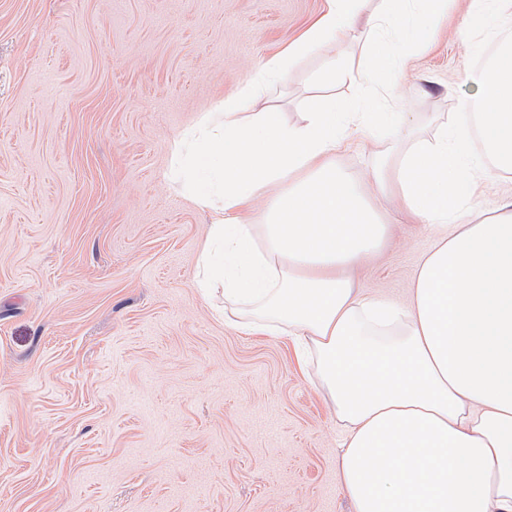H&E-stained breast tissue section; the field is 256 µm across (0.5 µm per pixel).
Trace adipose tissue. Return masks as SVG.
I'll use <instances>...</instances> for the list:
<instances>
[{
    "instance_id": "adipose-tissue-1",
    "label": "adipose tissue",
    "mask_w": 512,
    "mask_h": 512,
    "mask_svg": "<svg viewBox=\"0 0 512 512\" xmlns=\"http://www.w3.org/2000/svg\"><path fill=\"white\" fill-rule=\"evenodd\" d=\"M361 2L328 0L302 41L172 142L175 181L215 215L195 285L222 287L239 331L292 336L344 426L336 472L352 512H512V198L490 216L471 204L478 176L512 175V0H469L459 34L481 64L453 124L429 137L405 119L402 76L448 0H381L366 19ZM362 24L371 59L322 77L364 94L288 124L271 90ZM357 136L383 140L376 184L397 188L401 221L434 231L405 302L345 275L387 233L334 162Z\"/></svg>"
}]
</instances>
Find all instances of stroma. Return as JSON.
<instances>
[{
  "mask_svg": "<svg viewBox=\"0 0 512 512\" xmlns=\"http://www.w3.org/2000/svg\"><path fill=\"white\" fill-rule=\"evenodd\" d=\"M326 0H0V512H351L342 428L285 336H248L194 286L212 216L168 179L174 138L284 51ZM451 0L407 63L431 134L471 92ZM294 65L288 123L356 88ZM336 154L390 231L358 287L402 302L433 236Z\"/></svg>",
  "mask_w": 512,
  "mask_h": 512,
  "instance_id": "35a3bbf8",
  "label": "stroma"
}]
</instances>
